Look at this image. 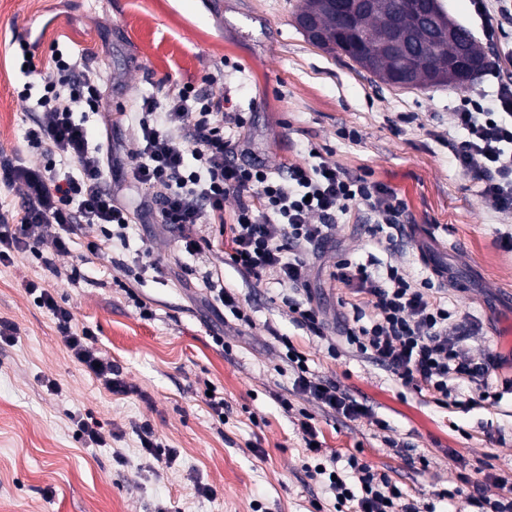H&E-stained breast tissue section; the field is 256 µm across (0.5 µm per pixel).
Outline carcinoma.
I'll use <instances>...</instances> for the list:
<instances>
[{
	"label": "carcinoma",
	"mask_w": 512,
	"mask_h": 512,
	"mask_svg": "<svg viewBox=\"0 0 512 512\" xmlns=\"http://www.w3.org/2000/svg\"><path fill=\"white\" fill-rule=\"evenodd\" d=\"M306 15L315 16L321 30V41L317 46L331 52L340 51L388 84L407 88L448 85V72L454 69L460 51V43L448 40V34L440 33L425 46L413 69L404 67L397 59L387 55L380 41L368 37L372 32L381 33L389 29L392 22L397 20L414 38L423 39L411 17L405 13L403 0H379V7L366 14L358 27L338 24L336 16L324 8L322 0H303L297 18ZM460 30L466 35L468 50L477 66L453 83L455 87L463 85L487 67L483 48L469 30L463 26Z\"/></svg>",
	"instance_id": "cac0c4a2"
}]
</instances>
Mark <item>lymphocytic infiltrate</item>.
<instances>
[{"mask_svg":"<svg viewBox=\"0 0 512 512\" xmlns=\"http://www.w3.org/2000/svg\"><path fill=\"white\" fill-rule=\"evenodd\" d=\"M53 64L42 95L34 100L38 119L25 133L46 163L29 167L0 151V182L25 187L21 207L0 212L1 265L11 264L19 253H38L47 242L57 253H68L70 233L78 224L101 228V239L89 246L91 254L125 247L131 217L114 185L126 179L153 191L159 223L178 232L186 253L198 255L210 247V240L195 235L197 226L207 224L227 236V261L245 279H273L284 289L305 292L307 307L293 300L288 307L320 336L327 327L325 313L309 291L305 270L317 250L331 242L338 216L354 207L366 211L380 245L408 237L407 206L384 183L325 162L292 165L282 174L235 162L224 138L223 99L204 95L188 82L164 98H142L133 116L140 148L122 158L111 137H92L75 117L76 107L96 112L109 101L108 90L93 77L91 60L70 54L54 58ZM453 127L465 134L463 141H447L454 162L479 179L483 203L512 217V82L499 81L491 105L467 101L454 112ZM59 157L72 160L75 171H58ZM230 195L237 206L228 218L224 200ZM332 277L364 297L339 335L403 385L444 404L459 382L484 381L498 367L492 357L471 355L465 344L469 330L452 322L447 304L434 297L433 279H414L392 264L377 277L367 265L346 259L337 262ZM27 291L52 313L72 358L110 393H128L118 368L95 349L93 332L73 328L72 312L50 288L32 281ZM284 357L297 374L296 389L327 413L349 421L367 415L366 405L310 377L305 356L293 345H286ZM348 466L343 475L314 467L309 473L328 484L338 505L356 503V512H420L399 486L376 477L357 457H349Z\"/></svg>","mask_w":512,"mask_h":512,"instance_id":"obj_1","label":"lymphocytic infiltrate"}]
</instances>
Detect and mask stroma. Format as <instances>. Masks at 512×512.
<instances>
[{"mask_svg": "<svg viewBox=\"0 0 512 512\" xmlns=\"http://www.w3.org/2000/svg\"><path fill=\"white\" fill-rule=\"evenodd\" d=\"M299 6L300 0H0V150L28 165L44 161L24 137L35 118L32 104L17 93L27 85L41 94L52 45L93 57L96 79L111 97L99 113H85V124L111 132L123 157L137 151L138 140L130 123H116V113L134 111L143 96L194 83L223 99L224 135L239 145L238 160L274 172L327 161L370 174L406 202L415 230L407 252L377 247L357 213L339 217L333 243L310 271L329 315L352 317L362 302L330 276L340 256L379 274L390 263L417 278L432 264L450 269L463 287L449 292L448 309L477 327L470 351L503 358L493 384L512 379V251L500 244L507 220L482 203L477 179L456 166L444 145L447 137L464 138L452 129L464 99L492 97L499 79H512L502 54L512 47V30L500 43L485 44L491 68L464 88L403 89L311 45L296 22ZM24 44L35 63L27 73L20 69ZM349 130L359 142L345 139ZM196 233L213 245L191 256L176 232L134 221L126 258L146 251L170 271L144 278L133 299L117 286L128 274L111 254L78 262L100 239L98 225L75 228L69 253L42 247L58 267L76 269L75 279L55 282V297L121 367L132 388L125 396L110 394L74 362L52 314L26 292V281L45 275L39 262L25 253L0 265V320L17 327L14 340L0 342V512H313L316 501L331 512L333 492L304 469V412L314 416L338 472L357 455L418 507L465 512L464 496H442L462 473L482 479L486 498L503 496L486 475H512V391L491 405L472 401L474 387L466 383L459 404L438 405L351 348L331 357L336 334L311 335L283 303L278 284L242 278L225 261L227 240L204 225ZM207 271L223 274L250 324L209 307ZM140 298L149 301L152 318L141 316ZM217 334L223 344L214 342ZM281 335L307 355L314 377L367 403L370 415L342 423L296 390ZM49 379L60 392L47 390ZM209 385L229 406L224 417L207 404ZM281 395L291 410L280 407ZM78 411L101 422L107 447L74 440L68 415ZM144 423L176 449L169 466L151 467L142 454L135 428ZM199 484L214 496H198Z\"/></svg>", "mask_w": 512, "mask_h": 512, "instance_id": "35a3bbf8", "label": "stroma"}]
</instances>
